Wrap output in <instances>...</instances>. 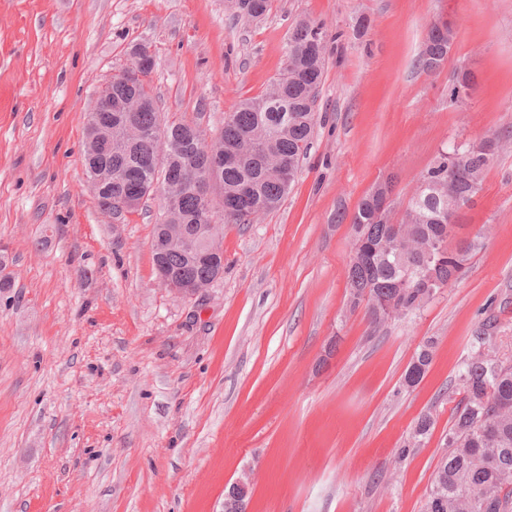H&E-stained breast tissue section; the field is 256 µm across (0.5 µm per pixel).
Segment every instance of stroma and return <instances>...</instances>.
<instances>
[{
	"label": "stroma",
	"mask_w": 512,
	"mask_h": 512,
	"mask_svg": "<svg viewBox=\"0 0 512 512\" xmlns=\"http://www.w3.org/2000/svg\"><path fill=\"white\" fill-rule=\"evenodd\" d=\"M439 17L455 39L429 75ZM302 19L327 45L308 156L276 210L225 225L213 288L175 296L152 256L160 197L111 224L87 188L85 115L143 44L163 113L217 131ZM492 135L510 143L459 215L482 249L374 327L347 304L337 213L388 176L404 208L442 148ZM0 257V512H221L246 472L250 512H422L472 336L494 321L512 361V0H272L255 20L225 0H0ZM433 348V343L427 342L416 352L404 374V383L407 386H416L424 378L433 360Z\"/></svg>",
	"instance_id": "stroma-1"
}]
</instances>
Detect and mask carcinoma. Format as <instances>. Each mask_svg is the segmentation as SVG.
<instances>
[{"label": "carcinoma", "mask_w": 512, "mask_h": 512, "mask_svg": "<svg viewBox=\"0 0 512 512\" xmlns=\"http://www.w3.org/2000/svg\"><path fill=\"white\" fill-rule=\"evenodd\" d=\"M270 9V0H241L237 13L259 18ZM448 22L436 19L430 26L420 65L432 73L444 62L453 44ZM326 41L323 25L301 20L292 29L283 72L264 94L239 103L224 121V161L219 178L224 188V215L219 223L250 224L275 210L287 195L311 144L316 103L324 74ZM134 120L145 132L162 123L167 128V165L155 164L158 145L149 137L131 142L125 124ZM98 121L111 135L97 141L92 152H83L86 176L104 168L112 179L103 184L99 200L132 195L143 200L148 189L169 175V190L162 208L173 214L172 223L183 225L176 241L158 223L153 245L160 260L174 274L189 280L206 278L213 266L193 256L210 223L203 197L187 184L191 173L206 168L208 155L200 135L187 120L167 121L159 112L151 86L122 69L112 75V111L87 113L86 124ZM489 162L475 144L454 145L439 153L422 179L428 187L408 201L399 218L384 215L375 198L365 196L348 216L353 249L346 268L348 298L369 289L367 307L372 323L384 324L419 311L432 296L416 283L398 287L405 267L419 271L426 264L433 272L434 291L458 280L480 241L466 247L450 242L446 211L467 202L472 183H481ZM453 195H448V177ZM433 360V343L424 344L413 357L404 383L415 386ZM463 392L446 436L448 454L436 472L423 512H512V362L499 357L489 329L472 337L470 352L460 374ZM435 423L432 411L417 422L409 448L420 447V438Z\"/></svg>", "instance_id": "obj_1"}]
</instances>
